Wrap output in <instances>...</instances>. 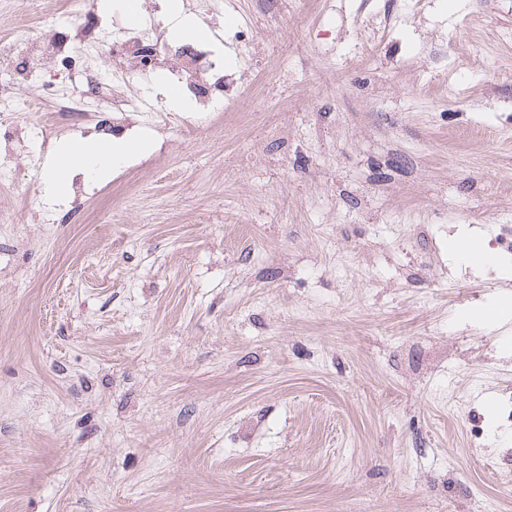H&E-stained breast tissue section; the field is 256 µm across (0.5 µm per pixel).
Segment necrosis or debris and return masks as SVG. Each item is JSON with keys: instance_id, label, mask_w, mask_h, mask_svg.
I'll return each mask as SVG.
<instances>
[{"instance_id": "4bbe7bcc", "label": "necrosis or debris", "mask_w": 512, "mask_h": 512, "mask_svg": "<svg viewBox=\"0 0 512 512\" xmlns=\"http://www.w3.org/2000/svg\"><path fill=\"white\" fill-rule=\"evenodd\" d=\"M209 43L177 46L160 28L140 29L109 21L88 0H66L49 35L13 22L8 43L0 44V182L12 181L18 150L33 127L27 112L54 95L55 109L44 122L61 121L98 110L111 96L112 131L132 129L133 118L157 129L168 126L161 109L146 98L125 92L133 81L162 77L180 87L194 106L189 122L196 128L224 109L230 77L212 65Z\"/></svg>"}]
</instances>
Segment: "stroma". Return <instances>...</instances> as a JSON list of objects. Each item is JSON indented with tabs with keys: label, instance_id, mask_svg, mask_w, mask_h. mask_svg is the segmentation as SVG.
<instances>
[{
	"label": "stroma",
	"instance_id": "stroma-1",
	"mask_svg": "<svg viewBox=\"0 0 512 512\" xmlns=\"http://www.w3.org/2000/svg\"><path fill=\"white\" fill-rule=\"evenodd\" d=\"M212 4L225 111L0 224V512H512V255L451 249L512 224V0ZM455 248L457 252L465 257L473 266L483 264L488 258V254L480 238L469 235L461 237L457 240Z\"/></svg>",
	"mask_w": 512,
	"mask_h": 512
}]
</instances>
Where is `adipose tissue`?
<instances>
[{"instance_id":"obj_1","label":"adipose tissue","mask_w":512,"mask_h":512,"mask_svg":"<svg viewBox=\"0 0 512 512\" xmlns=\"http://www.w3.org/2000/svg\"><path fill=\"white\" fill-rule=\"evenodd\" d=\"M143 143L130 139H112L106 136L94 141L74 139L59 150L52 170L46 180L48 195L62 197L71 172L77 171L92 177H104L112 167L126 156L144 151Z\"/></svg>"}]
</instances>
